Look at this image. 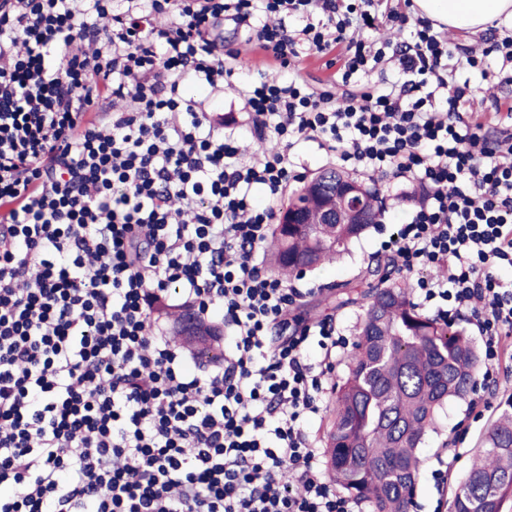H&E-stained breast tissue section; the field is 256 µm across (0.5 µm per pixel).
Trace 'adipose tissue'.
<instances>
[{"label":"adipose tissue","instance_id":"1","mask_svg":"<svg viewBox=\"0 0 512 512\" xmlns=\"http://www.w3.org/2000/svg\"><path fill=\"white\" fill-rule=\"evenodd\" d=\"M418 13L448 31L479 32L501 20L512 26V0H414Z\"/></svg>","mask_w":512,"mask_h":512}]
</instances>
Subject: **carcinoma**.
<instances>
[{
  "label": "carcinoma",
  "instance_id": "carcinoma-1",
  "mask_svg": "<svg viewBox=\"0 0 512 512\" xmlns=\"http://www.w3.org/2000/svg\"><path fill=\"white\" fill-rule=\"evenodd\" d=\"M314 204L309 223L287 218ZM310 184L288 194L267 259L290 276L349 250L367 224H322ZM393 258H376L356 280L336 286V308L364 310L347 372L336 389L325 428L333 481L371 512H411L420 452L436 415L464 398L480 363L469 336L418 310ZM481 450L455 494L453 512H505L512 498V396L487 429Z\"/></svg>",
  "mask_w": 512,
  "mask_h": 512
}]
</instances>
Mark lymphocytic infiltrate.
Wrapping results in <instances>:
<instances>
[{
    "instance_id": "lymphocytic-infiltrate-1",
    "label": "lymphocytic infiltrate",
    "mask_w": 512,
    "mask_h": 512,
    "mask_svg": "<svg viewBox=\"0 0 512 512\" xmlns=\"http://www.w3.org/2000/svg\"><path fill=\"white\" fill-rule=\"evenodd\" d=\"M378 5L0 0V512H353L305 431L349 340L300 314L311 289L254 262L302 140L417 189L382 247L419 306L483 336L475 386L491 392L512 356V126L491 138L461 110L470 86L449 85L448 40L425 20L393 51L401 80L362 84L386 55L362 38ZM224 20L287 78L235 85ZM341 42L340 90L295 70L300 45ZM189 82L236 89L273 147L240 163ZM106 98L129 107L98 113ZM171 292L223 313L221 371L189 374L154 336Z\"/></svg>"
}]
</instances>
